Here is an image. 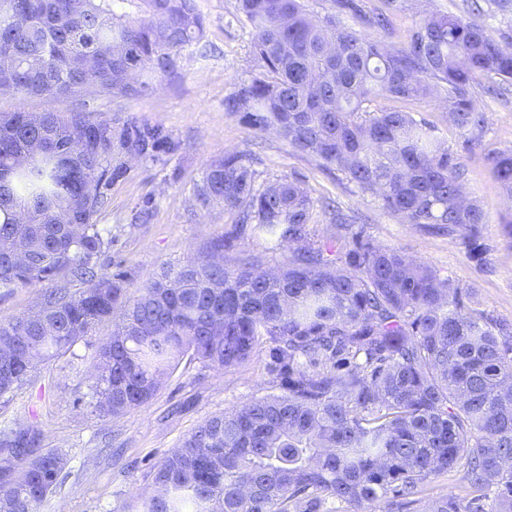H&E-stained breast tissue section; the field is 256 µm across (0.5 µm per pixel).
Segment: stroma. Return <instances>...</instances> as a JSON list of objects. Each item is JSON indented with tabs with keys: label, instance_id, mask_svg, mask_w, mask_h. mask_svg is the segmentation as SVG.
Returning a JSON list of instances; mask_svg holds the SVG:
<instances>
[{
	"label": "stroma",
	"instance_id": "stroma-1",
	"mask_svg": "<svg viewBox=\"0 0 512 512\" xmlns=\"http://www.w3.org/2000/svg\"><path fill=\"white\" fill-rule=\"evenodd\" d=\"M422 1L483 24L501 44L512 43V0H395L390 7L385 0H355L359 14L387 12L390 27L369 34L393 46L407 41ZM199 6L207 53H187L178 77L156 81L125 104L128 115L162 127L181 147L160 162L129 159L125 176L112 185L109 206L97 219L112 234L100 260L103 271L122 267L143 277L162 264L206 256L222 237L232 243L229 257L255 256L266 268L286 264L287 246L270 247L263 236L235 224L222 205L204 209L195 200L194 186L211 160L239 152L251 159L258 182L302 176L314 199L334 200L366 239L427 263L467 288L474 307L512 325V235L505 229L512 219V199L501 193L487 160L512 149V91L498 97L490 92L494 80L476 81L472 99L486 123L474 138L449 123L446 94L377 102L424 120L466 165V192L486 213L480 227L486 251L482 259H472L460 235L402 223L336 170L290 149L274 134L248 129L239 115L225 111V97L257 71L250 28L237 12V0H199ZM143 205L150 206L151 220L131 223L133 210ZM111 332V322L97 325L66 355L41 364L22 387L0 397V423L38 425L45 447L61 449L66 458L60 484L38 512H135L148 488L149 471L165 453L209 417L276 390L264 354L227 368L186 358L147 404L117 418L106 416L96 409L90 384L93 352Z\"/></svg>",
	"mask_w": 512,
	"mask_h": 512
}]
</instances>
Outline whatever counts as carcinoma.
<instances>
[{"label": "carcinoma", "instance_id": "1", "mask_svg": "<svg viewBox=\"0 0 512 512\" xmlns=\"http://www.w3.org/2000/svg\"><path fill=\"white\" fill-rule=\"evenodd\" d=\"M316 22L304 0H238L259 71L224 101L252 131H274L404 224L462 233L484 253L480 204L466 165L430 127L378 98L410 100L448 86L460 133L483 127L479 77L512 82V44L452 14L425 15L389 46L337 24L353 0H330ZM205 38L198 0H0V294L41 286L34 309L0 326L19 355L0 395L65 355L98 324L112 335L93 357L101 410L149 402L186 357L227 367L265 352L279 392L201 424L149 473L137 512H512V326L471 307L468 290L405 253L358 234L308 240L317 208L298 176L256 185L242 154L212 160L196 186L272 242L295 243L288 264H166L134 285L96 268L111 244L96 224L125 159L161 161L180 142L158 126L78 103L31 113V97L85 91L121 101L179 75ZM491 161L512 198V151ZM77 289H72V286ZM34 424L0 427V512H38L58 486L61 455ZM466 468L470 499L421 507L426 487Z\"/></svg>", "mask_w": 512, "mask_h": 512}]
</instances>
